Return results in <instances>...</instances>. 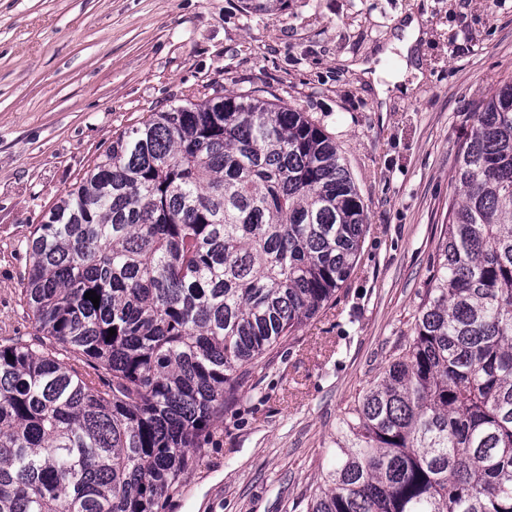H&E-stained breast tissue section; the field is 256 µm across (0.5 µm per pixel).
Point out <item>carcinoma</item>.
Segmentation results:
<instances>
[{
  "instance_id": "1",
  "label": "carcinoma",
  "mask_w": 512,
  "mask_h": 512,
  "mask_svg": "<svg viewBox=\"0 0 512 512\" xmlns=\"http://www.w3.org/2000/svg\"><path fill=\"white\" fill-rule=\"evenodd\" d=\"M465 123L413 338L305 512H512V77ZM366 229L336 141L294 107L216 91L124 129L27 240L34 337L0 336V512H158Z\"/></svg>"
}]
</instances>
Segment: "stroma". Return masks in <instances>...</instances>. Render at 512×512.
Returning <instances> with one entry per match:
<instances>
[{
  "label": "stroma",
  "mask_w": 512,
  "mask_h": 512,
  "mask_svg": "<svg viewBox=\"0 0 512 512\" xmlns=\"http://www.w3.org/2000/svg\"><path fill=\"white\" fill-rule=\"evenodd\" d=\"M416 15L423 79L381 105L350 70ZM512 75V0H0V336H32L24 242L53 201L148 113L209 84L262 90L336 139L367 214L329 308L243 379L161 512H299L342 419L413 335L442 238L461 111Z\"/></svg>",
  "instance_id": "obj_1"
}]
</instances>
